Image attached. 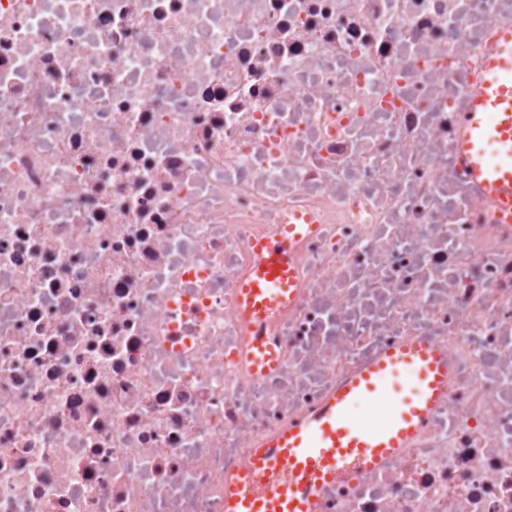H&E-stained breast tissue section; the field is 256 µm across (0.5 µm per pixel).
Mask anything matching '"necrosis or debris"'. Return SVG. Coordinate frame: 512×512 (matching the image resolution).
<instances>
[{
	"label": "necrosis or debris",
	"instance_id": "4bbe7bcc",
	"mask_svg": "<svg viewBox=\"0 0 512 512\" xmlns=\"http://www.w3.org/2000/svg\"><path fill=\"white\" fill-rule=\"evenodd\" d=\"M512 0H0V512H224L406 342L448 385L318 512H512V224L459 153ZM294 298L250 360L260 241Z\"/></svg>",
	"mask_w": 512,
	"mask_h": 512
}]
</instances>
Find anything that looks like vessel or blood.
Wrapping results in <instances>:
<instances>
[{
	"instance_id": "vessel-or-blood-1",
	"label": "vessel or blood",
	"mask_w": 512,
	"mask_h": 512,
	"mask_svg": "<svg viewBox=\"0 0 512 512\" xmlns=\"http://www.w3.org/2000/svg\"><path fill=\"white\" fill-rule=\"evenodd\" d=\"M459 149L470 176L512 222V23H506L485 62L483 77L463 113ZM253 279L242 287L244 312L262 324L266 312L290 299L291 256L286 243L259 246ZM448 382V363L436 347L411 343L370 364L324 406L257 450L251 468L224 482V512H315L323 488L349 472L369 470L403 447L421 428ZM368 401L357 421L350 408Z\"/></svg>"
}]
</instances>
